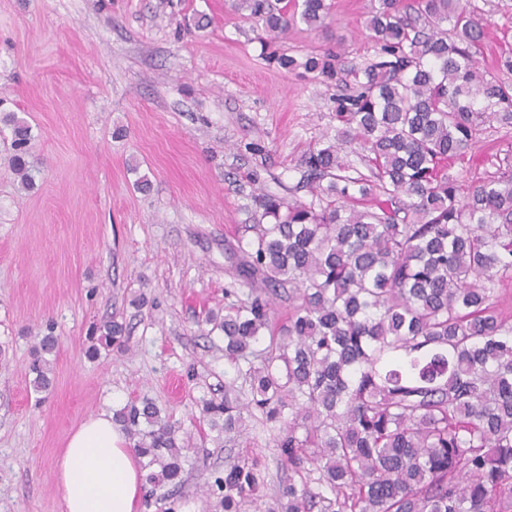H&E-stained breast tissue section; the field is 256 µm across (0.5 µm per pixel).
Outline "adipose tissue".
I'll return each instance as SVG.
<instances>
[{"instance_id": "obj_1", "label": "adipose tissue", "mask_w": 512, "mask_h": 512, "mask_svg": "<svg viewBox=\"0 0 512 512\" xmlns=\"http://www.w3.org/2000/svg\"><path fill=\"white\" fill-rule=\"evenodd\" d=\"M54 470L64 512H137L143 492L140 458L111 414L83 421Z\"/></svg>"}]
</instances>
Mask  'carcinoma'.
I'll return each mask as SVG.
<instances>
[{"label":"carcinoma","instance_id":"obj_1","mask_svg":"<svg viewBox=\"0 0 512 512\" xmlns=\"http://www.w3.org/2000/svg\"><path fill=\"white\" fill-rule=\"evenodd\" d=\"M240 8L275 40L299 21L321 27L331 4ZM366 27L375 59L336 97V142L304 159L311 200L252 196L241 287L206 320L235 377L201 414L218 439L256 411L275 432L295 479L266 512H512V164L465 188L448 173L486 123L512 125V86L479 68L486 21L463 0H376ZM267 59L327 79L339 65L329 51ZM3 121L25 184L31 128L13 113ZM98 332L90 357L123 349V323ZM58 345L46 325L30 363L37 391L52 385ZM112 420L151 495L176 512L191 435L149 398ZM245 447L214 480L223 512L265 486Z\"/></svg>","mask_w":512,"mask_h":512}]
</instances>
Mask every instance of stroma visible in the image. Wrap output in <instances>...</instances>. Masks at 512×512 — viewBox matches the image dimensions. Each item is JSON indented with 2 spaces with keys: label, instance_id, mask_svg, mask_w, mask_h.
<instances>
[{
  "label": "stroma",
  "instance_id": "stroma-1",
  "mask_svg": "<svg viewBox=\"0 0 512 512\" xmlns=\"http://www.w3.org/2000/svg\"><path fill=\"white\" fill-rule=\"evenodd\" d=\"M237 0H0V109L33 128L35 185L8 166L0 123V512H64L54 463L87 418L143 396L167 408L193 448L178 512H222L207 493L230 451L196 403L234 376L204 319L237 287L252 195L307 200L308 152L336 137L346 72L367 65L372 0H330L323 28L277 40L301 59L335 50L331 80L284 71ZM488 20L479 65L512 50V0H469ZM209 24L198 29L196 16ZM258 151H251V144ZM470 185L512 153V126H484ZM149 191L137 189L140 179ZM127 327L124 352L86 354L91 325ZM53 324L55 383L30 386V350ZM267 484L243 512H265L291 472L254 425Z\"/></svg>",
  "mask_w": 512,
  "mask_h": 512
}]
</instances>
